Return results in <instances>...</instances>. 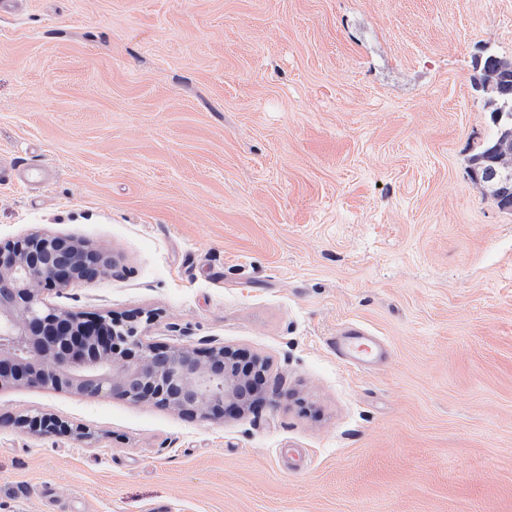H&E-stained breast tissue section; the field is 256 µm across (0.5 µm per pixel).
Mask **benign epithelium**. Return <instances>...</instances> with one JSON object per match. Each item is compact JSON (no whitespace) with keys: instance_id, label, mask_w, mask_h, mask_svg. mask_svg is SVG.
<instances>
[{"instance_id":"obj_1","label":"benign epithelium","mask_w":512,"mask_h":512,"mask_svg":"<svg viewBox=\"0 0 512 512\" xmlns=\"http://www.w3.org/2000/svg\"><path fill=\"white\" fill-rule=\"evenodd\" d=\"M492 152L504 166L512 159V130L503 127ZM104 254L68 237L31 234L0 245V383L23 380L54 390H72L153 403L209 421L224 416L226 403L244 404L251 375L263 364L246 362L232 350L206 351L144 341L135 319L89 318L59 313L44 302L46 291L106 270ZM6 424L25 431L50 432L63 421L21 416Z\"/></svg>"}]
</instances>
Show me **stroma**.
I'll return each mask as SVG.
<instances>
[{"label": "stroma", "mask_w": 512, "mask_h": 512, "mask_svg": "<svg viewBox=\"0 0 512 512\" xmlns=\"http://www.w3.org/2000/svg\"><path fill=\"white\" fill-rule=\"evenodd\" d=\"M512 0H21L0 16V243L115 265L44 293L264 361L216 421L0 384V512H512V212L469 177ZM355 325L373 368L329 342ZM7 424L8 426L25 430V431H43V432H50L55 430H60L63 427H65L63 421L53 418V417H47V416H39V415H33V416H21L14 419H9L6 422L1 420L0 428H2L4 425Z\"/></svg>", "instance_id": "obj_1"}]
</instances>
